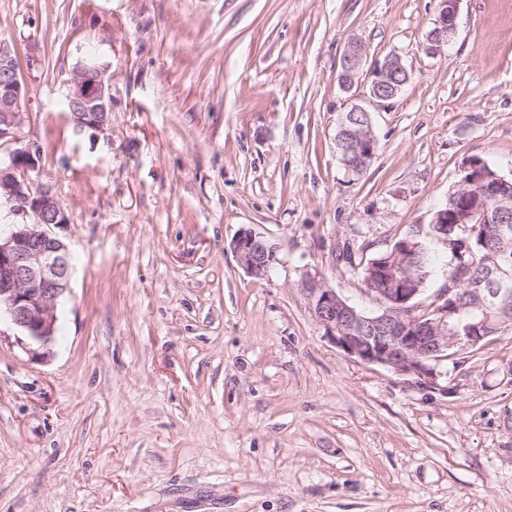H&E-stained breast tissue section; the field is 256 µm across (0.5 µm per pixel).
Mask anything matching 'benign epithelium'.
<instances>
[{"label": "benign epithelium", "instance_id": "obj_1", "mask_svg": "<svg viewBox=\"0 0 512 512\" xmlns=\"http://www.w3.org/2000/svg\"><path fill=\"white\" fill-rule=\"evenodd\" d=\"M459 0H440L439 11L428 34V49L437 51L449 44L456 30ZM368 56V47L358 39L347 41L338 77L345 91L359 79ZM108 67L78 66L69 81L70 118L76 127L104 133L112 112V83ZM365 95L346 100L336 127L339 161L348 173L361 174L378 150L372 113L384 110L409 81L400 57L390 55L376 60L366 72ZM25 86L16 67L15 50L0 42V143L16 145L0 162V207L9 210L15 221L0 228V312L20 328L33 343L45 346L56 332V310L70 292L71 252L68 244L53 235L50 226L70 223V218L52 188L39 181L41 155L32 143L21 141L24 121ZM455 207L439 208L432 220L434 241L449 245L450 232L463 224H496L499 236H512L506 214H512V170L496 172L478 157L462 167L458 188L448 195ZM232 251L244 272L257 280L268 277L279 262L276 247L250 227L239 229ZM416 246L403 240L391 255L370 269L363 281L366 292L375 296L378 309L368 312L330 287L324 277L305 273L301 290L315 321L325 337L346 355L370 365L386 368L412 389H434L443 394L447 373L438 370L448 359V350L475 346L486 337L512 329L504 322L490 325L476 321L461 327L450 322L460 312L458 285L468 270L461 266L456 281L435 293L433 311L417 317L409 302L422 293V282L412 278L411 262ZM392 279L388 296L377 294L373 280ZM507 289L502 283L493 288H472L471 306L494 303Z\"/></svg>", "mask_w": 512, "mask_h": 512}]
</instances>
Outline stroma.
Listing matches in <instances>:
<instances>
[{
    "label": "stroma",
    "mask_w": 512,
    "mask_h": 512,
    "mask_svg": "<svg viewBox=\"0 0 512 512\" xmlns=\"http://www.w3.org/2000/svg\"><path fill=\"white\" fill-rule=\"evenodd\" d=\"M0 0L30 58L24 141L71 221L55 340L0 320V512H512V333L406 387L330 343L300 289L368 311L334 244L369 258L430 223L479 157L512 169V0ZM411 74L362 176L336 154L343 49ZM108 67L111 124L63 95ZM250 227L279 264L255 280ZM439 11L428 34V49L437 51L448 45L456 30V19L459 10V0H439ZM232 251L244 272L257 280L266 279L279 262L276 247L250 227L239 229Z\"/></svg>",
    "instance_id": "obj_1"
}]
</instances>
